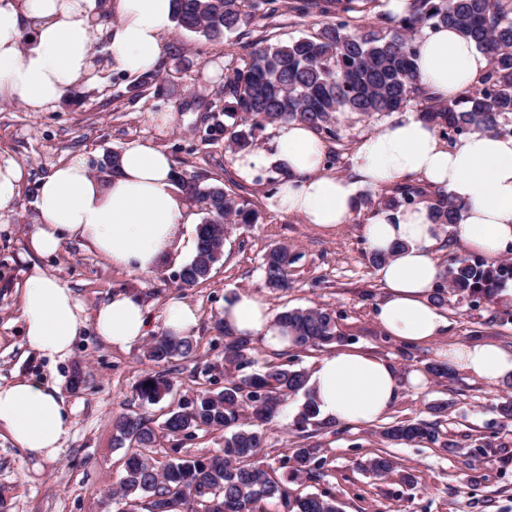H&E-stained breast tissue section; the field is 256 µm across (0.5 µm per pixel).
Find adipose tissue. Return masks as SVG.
I'll use <instances>...</instances> for the list:
<instances>
[{
    "label": "adipose tissue",
    "instance_id": "1",
    "mask_svg": "<svg viewBox=\"0 0 512 512\" xmlns=\"http://www.w3.org/2000/svg\"><path fill=\"white\" fill-rule=\"evenodd\" d=\"M96 7L97 0H0V99L41 112L82 81L91 69ZM113 8L115 65L132 74L155 70L162 36L172 24L173 0H114ZM418 46L416 73L444 100L479 84L489 68L487 55L452 28L424 29ZM272 148L269 154L237 155V170L249 179L270 163L282 164L288 175L270 206L301 217L315 230L333 234L347 224L358 207L359 187L380 189L416 177L462 205L454 232L468 252L493 260L512 249V135L476 128L451 143L416 112L398 110L357 143L347 177L326 168V144L307 123L280 124ZM35 207L32 254L47 257L77 241L113 266L140 275L154 273L184 250L186 230L195 221L170 158L141 140L125 145L113 173L92 175L81 157L55 166L37 186ZM439 236L423 203L373 212L364 226L370 251L389 256L379 268L385 295L376 318L388 336L407 345L430 343L448 327L431 299L440 274L434 258ZM222 320L233 335L267 350L292 346L291 334L258 294L229 297ZM20 321L28 347L52 360L68 357L90 326L122 349L150 329L135 294L116 293L90 316L71 288L37 265L22 288ZM439 356L491 385L512 379V352L492 343L454 344ZM308 386L322 419L367 426L388 413L402 382L390 362L347 347L322 358ZM72 413L56 385L24 377L0 384V431L31 460L58 456Z\"/></svg>",
    "mask_w": 512,
    "mask_h": 512
}]
</instances>
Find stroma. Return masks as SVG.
I'll use <instances>...</instances> for the list:
<instances>
[{
	"mask_svg": "<svg viewBox=\"0 0 512 512\" xmlns=\"http://www.w3.org/2000/svg\"><path fill=\"white\" fill-rule=\"evenodd\" d=\"M279 17L262 19L220 42L170 29L163 36L159 78L144 86L139 76L119 70L109 50L111 26L96 24L89 76L54 107L34 112L0 100V157L21 163L26 181L7 210L0 211V383L17 377L57 384L74 409L72 423L56 459L39 464L26 458L7 435H0V512H123L112 497L124 476V449L113 441V421L122 413H146L162 422L171 404L193 396L223 378L224 338L215 322L224 300L240 291L264 297L272 312L283 307L319 306L335 311L343 346H358L393 363L401 377L426 372L440 349L483 341L512 351V305L473 303L450 294L442 307L446 332L434 342L409 346L389 338L375 318L383 296L378 269L369 260L363 226L371 215L359 207L341 231L318 232L298 217L273 210L269 199L279 180L266 169L254 180L241 178L234 157L224 147V77L246 58L255 42L285 43L314 32L317 20L292 13L293 0H281ZM172 115L169 126L154 120ZM342 141H328L336 174L351 173L356 144L374 132L376 122H346ZM141 140L166 152L176 172L235 192L257 211L256 224L230 226L224 256L210 279L181 287L176 274L189 253L142 276L112 267L78 243L64 244L40 264L72 288L87 313H94L112 293L142 295L152 319L148 338L121 349L94 330L80 336L72 353L51 361L29 351L22 336L20 292L29 272L28 236L35 215L38 181L54 166L85 158L98 170L106 154ZM291 246L296 261L287 290L264 285L262 258L272 246ZM193 306L199 316L192 358L167 365L172 392L154 405H142L136 387L152 370L145 358L149 337L161 335L162 315L170 299ZM83 383L73 386V375ZM512 395V380L489 385L456 371L449 379L429 378L426 389L405 387L378 426L319 424L296 431L293 419L303 396L285 400L267 423V442L258 457L269 473L283 474V461L295 449L317 443L322 464L313 475L293 481L301 493L333 492L343 512H512V422L499 404ZM406 420L435 423L448 447L423 443L389 445L380 427ZM383 455L395 472L377 477L360 469L361 461ZM411 482H404V475Z\"/></svg>",
	"mask_w": 512,
	"mask_h": 512,
	"instance_id": "stroma-1",
	"label": "stroma"
}]
</instances>
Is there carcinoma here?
<instances>
[{
    "label": "carcinoma",
    "instance_id": "1",
    "mask_svg": "<svg viewBox=\"0 0 512 512\" xmlns=\"http://www.w3.org/2000/svg\"><path fill=\"white\" fill-rule=\"evenodd\" d=\"M174 20L184 32L208 41H219L260 18L274 16L278 0H174ZM378 0H299L294 10L301 16L335 14L312 34L286 44L256 43V47L224 81V110L235 122L224 127V142L233 155L256 146V133L267 126L293 120L311 125L327 139L340 140L339 117L355 115L370 121L400 110L410 102L423 105L419 115L432 123L448 142L474 127L495 134H512V0H408L406 13L394 21L378 14L371 27L353 23L361 5ZM448 26L472 40L489 57V69L475 92L454 100L429 96L414 69L416 39L422 29ZM178 181L188 198L198 204L203 217L196 227V246L177 274L185 287L207 280L224 255L229 224H253L257 212L220 184L196 179ZM426 203L434 223L446 233L459 223L461 205L440 190L417 182H401L366 195L359 204L372 209L397 211ZM294 254L286 245L272 247L263 257L267 288H288ZM512 282V263L491 262L474 254L456 256L440 272L432 299L445 303V289L473 302H494L496 292ZM276 322L294 333L297 349L320 347L341 340L336 313L317 306L284 308ZM224 335V386L206 388L183 399L156 425L141 413H122L114 420V442L128 447L122 499L141 501L146 512H268L276 504L281 512H342L329 493H294L287 481L257 465L265 448L263 425L281 400L305 390L308 375L288 360L255 365L251 341L236 337L217 320ZM195 352L189 336H157L145 351L159 370L144 376L137 387L144 404H156L172 389L163 366L187 359ZM317 408L306 397L299 408L296 429L315 424ZM220 434L219 448L209 455L180 457V444L198 433ZM173 442L175 458L162 469L152 453L159 439ZM385 442L439 441L436 424L412 420L381 431ZM320 445L295 449L292 474L319 467ZM377 477L390 473L386 456L361 464Z\"/></svg>",
    "mask_w": 512,
    "mask_h": 512
}]
</instances>
